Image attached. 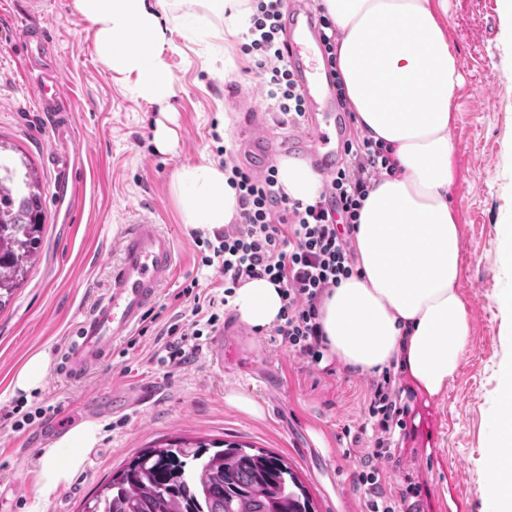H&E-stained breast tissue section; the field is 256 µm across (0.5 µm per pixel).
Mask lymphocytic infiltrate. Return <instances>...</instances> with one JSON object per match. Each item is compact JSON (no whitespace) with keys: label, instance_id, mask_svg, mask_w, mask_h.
<instances>
[{"label":"lymphocytic infiltrate","instance_id":"f902f5d3","mask_svg":"<svg viewBox=\"0 0 512 512\" xmlns=\"http://www.w3.org/2000/svg\"><path fill=\"white\" fill-rule=\"evenodd\" d=\"M251 41L245 51L255 67L269 77L267 95L281 123L297 126L304 115V99L294 85L281 49L278 21L283 0H251ZM391 148L367 137L347 140L344 163L325 185L318 200L306 204L288 198L278 184L277 166L262 176L226 163L230 185L238 194L233 224L201 239L203 266H217L224 278L222 294L200 291L198 279L184 284L180 294L192 300L189 319L163 326V363L181 365L195 355L204 332L215 331L218 306L228 305L245 281L268 278L281 293L283 306L273 328L289 351L309 366L322 363L328 343L321 322L327 293L353 276L356 268L349 237L358 224L359 209L373 183L394 168ZM390 370L371 382L364 413L373 431L372 444L355 476L366 495V512H402L420 494L410 481L388 487L382 461L390 459L395 428L409 413Z\"/></svg>","mask_w":512,"mask_h":512}]
</instances>
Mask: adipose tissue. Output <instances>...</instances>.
Returning <instances> with one entry per match:
<instances>
[{
    "mask_svg": "<svg viewBox=\"0 0 512 512\" xmlns=\"http://www.w3.org/2000/svg\"><path fill=\"white\" fill-rule=\"evenodd\" d=\"M245 0H204L206 11L160 17L152 0H73L94 32L100 63L133 79L134 92L163 103L174 93L166 61L170 29L242 40ZM445 0H319L336 27L337 71L360 133L394 148L396 170L370 191L354 234L357 276L325 297L322 324L329 352L364 370L396 366L412 390L440 395L459 368L469 320L460 293L462 241L448 198L453 182L455 91L461 84ZM224 19L216 30L211 16ZM278 182L310 202L324 187L303 160L282 159ZM181 221L210 233L233 221L237 192L220 163L208 159L174 175ZM231 305L252 327L276 323V286L254 279ZM99 428L83 423L45 449L35 494L45 499L83 471ZM488 452L499 460L487 496L492 512H512V355L501 365L499 403L491 414Z\"/></svg>",
    "mask_w": 512,
    "mask_h": 512,
    "instance_id": "adipose-tissue-1",
    "label": "adipose tissue"
}]
</instances>
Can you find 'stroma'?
Segmentation results:
<instances>
[{
  "label": "stroma",
  "instance_id": "1",
  "mask_svg": "<svg viewBox=\"0 0 512 512\" xmlns=\"http://www.w3.org/2000/svg\"><path fill=\"white\" fill-rule=\"evenodd\" d=\"M30 23L49 30L73 93L85 183L71 215L57 199L50 136L30 89L40 74L28 68L32 48L21 41ZM448 26L463 76L450 131L456 168L450 196L460 224V291L471 332L443 395L430 399L403 390L412 411L406 429L395 433L384 468L390 484L408 474L420 483L419 512H456L458 499L468 512H491L484 468L490 414L500 366L512 350L497 304L499 292L512 285L497 259L500 226L512 214V43L503 34L499 0H448ZM169 39L165 56L175 94L158 104L138 97L128 79L101 65L73 0H44L32 16L21 0H0V141L11 158L32 163L45 200L38 257L0 310V512H79L83 499L140 448L175 435L274 451L298 473L318 512H365L354 476L367 449L351 446L343 432L363 419L370 372L337 362L328 373L306 366L272 341L267 327L247 337L249 352L236 366H213L206 336L191 362L160 361L158 331L190 308L178 295L181 284L195 278L209 292L223 280L217 267L200 263L192 230L180 220L173 176L204 157L238 159L247 107L271 109L268 78L242 44L199 42L178 30ZM230 86L245 92L239 104L228 102ZM163 127L175 133L164 146L156 138ZM221 145L226 154L218 153ZM148 212L177 250L176 275L152 308L157 320L135 343H117L98 369L71 377L65 353L73 328L105 292L113 245L127 219ZM39 350L52 359L45 385L30 393L13 390L15 373ZM116 389L143 391L145 402L116 414L87 406L89 397L105 401ZM236 392L257 401L262 415L228 404ZM18 402L46 413L12 430L7 414ZM87 421L98 426L99 440L83 472L49 500L38 499L33 487L46 442Z\"/></svg>",
  "mask_w": 512,
  "mask_h": 512
}]
</instances>
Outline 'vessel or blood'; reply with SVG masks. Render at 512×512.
Segmentation results:
<instances>
[{
  "mask_svg": "<svg viewBox=\"0 0 512 512\" xmlns=\"http://www.w3.org/2000/svg\"><path fill=\"white\" fill-rule=\"evenodd\" d=\"M282 37L288 68L305 101L303 131L298 135H258L259 114H249L242 140L244 162L263 169L275 152L300 155L316 171L335 175L350 134L347 113L336 101L329 66L323 65L322 29L312 0H298L282 19ZM33 95L51 130L72 121L64 80L57 69L47 70ZM77 166L62 164L58 174L60 202L74 205L80 192ZM177 254L173 239L147 215L130 221L117 244V258L104 297L78 322L67 352V369L79 377L112 355L113 347L130 336L155 304L162 288L173 280Z\"/></svg>",
  "mask_w": 512,
  "mask_h": 512,
  "instance_id": "b4317fda",
  "label": "vessel or blood"
}]
</instances>
